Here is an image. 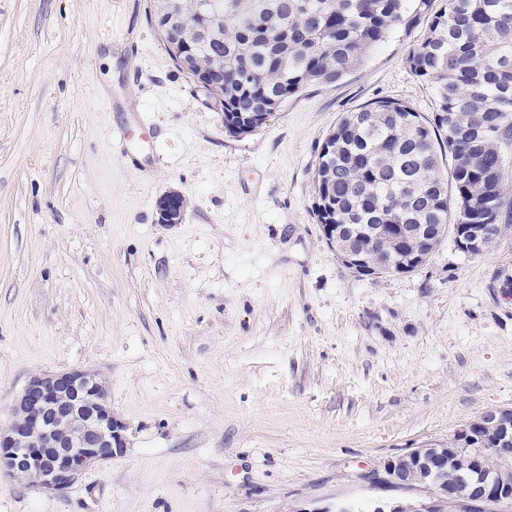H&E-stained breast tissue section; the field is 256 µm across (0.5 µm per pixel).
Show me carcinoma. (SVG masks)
<instances>
[{
  "mask_svg": "<svg viewBox=\"0 0 512 512\" xmlns=\"http://www.w3.org/2000/svg\"><path fill=\"white\" fill-rule=\"evenodd\" d=\"M218 23L200 32L168 22L159 0L151 23L164 46L179 37L195 49L176 60L189 78L215 71L209 90L224 103V131L255 132L307 86L331 84L359 68L404 23L410 0H212ZM412 75L430 86L433 111L378 101L343 116L314 169L318 223L361 234L380 226L385 241L356 238L390 275L421 266L415 252L461 224H494L479 256L512 224V0H445L408 52Z\"/></svg>",
  "mask_w": 512,
  "mask_h": 512,
  "instance_id": "1",
  "label": "carcinoma"
}]
</instances>
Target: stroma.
<instances>
[{
	"label": "stroma",
	"instance_id": "stroma-1",
	"mask_svg": "<svg viewBox=\"0 0 512 512\" xmlns=\"http://www.w3.org/2000/svg\"><path fill=\"white\" fill-rule=\"evenodd\" d=\"M147 2L0 0V427L32 374L83 367L128 439L61 494L1 476L0 512L391 498L388 459L512 407V226L483 255L448 238L414 272L362 276L317 222L313 171L344 113L432 112L406 56L443 0L240 138ZM170 191L187 208L166 227ZM186 206L185 199L175 191L161 197L157 204L159 224H178Z\"/></svg>",
	"mask_w": 512,
	"mask_h": 512
}]
</instances>
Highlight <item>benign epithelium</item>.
Segmentation results:
<instances>
[{
    "label": "benign epithelium",
    "mask_w": 512,
    "mask_h": 512,
    "mask_svg": "<svg viewBox=\"0 0 512 512\" xmlns=\"http://www.w3.org/2000/svg\"><path fill=\"white\" fill-rule=\"evenodd\" d=\"M216 14L208 0L196 5L195 27L211 29ZM186 206L176 191L161 197L157 222L177 224ZM337 257L351 270L365 256L344 246L341 231H326ZM13 419L0 429V474L48 493H61L84 473L123 454L126 425L115 418L99 373L73 368L30 376L12 408ZM484 430L496 448L512 446V408L484 411L458 430L459 447L426 443L389 459L380 481L394 489L416 490L415 497H394L370 504V512H512V456L499 453L498 470L481 476L475 463L486 449L474 444L473 432ZM467 457L473 467L448 483V465Z\"/></svg>",
    "instance_id": "obj_1"
}]
</instances>
